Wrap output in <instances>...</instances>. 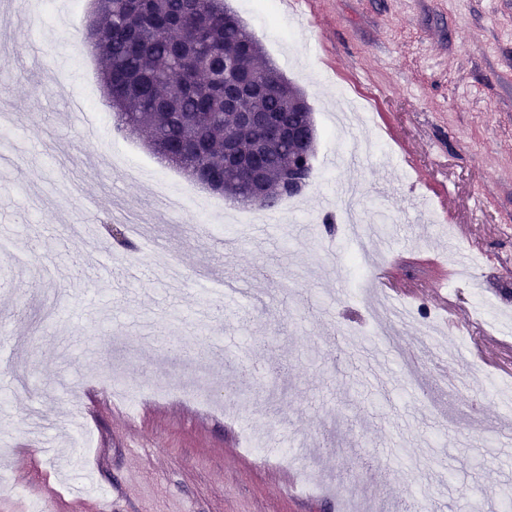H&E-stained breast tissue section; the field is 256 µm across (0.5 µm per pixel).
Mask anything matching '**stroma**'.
<instances>
[{
  "mask_svg": "<svg viewBox=\"0 0 512 512\" xmlns=\"http://www.w3.org/2000/svg\"><path fill=\"white\" fill-rule=\"evenodd\" d=\"M228 2L305 93L316 141L299 210L259 239L225 232L220 253L194 210L156 220L110 158L214 193L143 134L72 107L98 85L94 57L74 62L61 38L83 16L60 4L43 32L20 22L0 41V110L25 140L0 168V228L55 269L0 256V512L25 496L48 512H343L353 497L365 512H461L496 498L512 487V444L494 438L512 419L499 397L512 352L489 341L512 329V0H304L291 15ZM346 183L391 240L363 269L343 221L322 224ZM128 211L155 223L182 284L128 274L153 252L113 242L103 221ZM433 257L453 276L426 273ZM377 345L384 392L364 377ZM116 373L141 382L135 408L113 402ZM200 382L235 418L192 400ZM158 383L181 391L156 397ZM301 465L317 493L289 491Z\"/></svg>",
  "mask_w": 512,
  "mask_h": 512,
  "instance_id": "35a3bbf8",
  "label": "stroma"
}]
</instances>
